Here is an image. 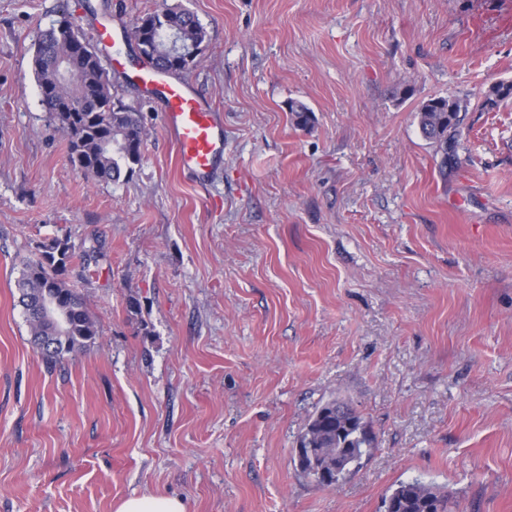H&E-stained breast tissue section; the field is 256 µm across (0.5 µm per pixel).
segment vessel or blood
Returning <instances> with one entry per match:
<instances>
[{
    "label": "vessel or blood",
    "mask_w": 512,
    "mask_h": 512,
    "mask_svg": "<svg viewBox=\"0 0 512 512\" xmlns=\"http://www.w3.org/2000/svg\"><path fill=\"white\" fill-rule=\"evenodd\" d=\"M136 78L139 85L162 98L165 128L175 142L180 171L196 184H206L224 155V135L217 112L184 84L165 81L157 68L142 67Z\"/></svg>",
    "instance_id": "obj_1"
}]
</instances>
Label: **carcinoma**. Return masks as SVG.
<instances>
[{
    "label": "carcinoma",
    "mask_w": 512,
    "mask_h": 512,
    "mask_svg": "<svg viewBox=\"0 0 512 512\" xmlns=\"http://www.w3.org/2000/svg\"><path fill=\"white\" fill-rule=\"evenodd\" d=\"M140 26L132 27L128 38L146 35L150 51L147 63L169 73L187 69L197 56L182 59L175 68L168 53L162 51L164 34L172 23L182 29L183 38L203 50L206 32L195 15L181 8L162 5L138 18ZM73 23L67 19L43 31L33 55V68L38 85L56 83L57 58H70L80 74L82 84L59 86L60 94L71 99L66 112L53 111L52 101L42 100L56 126L67 136L70 161L96 178L117 182L130 175L142 161L145 127L141 114L112 102V81L95 48L72 51ZM512 98V84L491 87L485 106L494 108ZM288 111L295 126L306 128L313 113L304 103L291 101ZM462 105L456 99L434 97L418 110V124L423 137L448 150V138L458 133ZM74 246L67 239H53L43 245L41 258L30 261L18 281L20 303L31 326V336H49L58 343L57 352L43 354V360L55 365L65 356L94 342L98 336L96 321L89 314L81 295L66 281L67 264ZM373 438L362 417L349 406L329 401L310 419L299 440L296 457L300 470L320 485L335 487L361 465L370 454ZM389 512H450L451 497L438 488L419 481L402 482L384 499Z\"/></svg>",
    "instance_id": "cac0c4a2"
}]
</instances>
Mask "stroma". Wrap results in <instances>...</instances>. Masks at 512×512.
Instances as JSON below:
<instances>
[{
    "label": "stroma",
    "mask_w": 512,
    "mask_h": 512,
    "mask_svg": "<svg viewBox=\"0 0 512 512\" xmlns=\"http://www.w3.org/2000/svg\"><path fill=\"white\" fill-rule=\"evenodd\" d=\"M0 0V512H383L399 482L457 512H512V0ZM193 12L178 74L221 112L224 160L183 176L126 36ZM96 25L116 104L141 113L119 182L69 160L32 68L38 34ZM466 107L447 150L423 102ZM314 113L293 125L289 101ZM65 238L99 335L46 367L17 282ZM336 400L370 456L335 487L294 450ZM116 512H187L186 504L177 497L155 494L131 495Z\"/></svg>",
    "instance_id": "stroma-1"
}]
</instances>
